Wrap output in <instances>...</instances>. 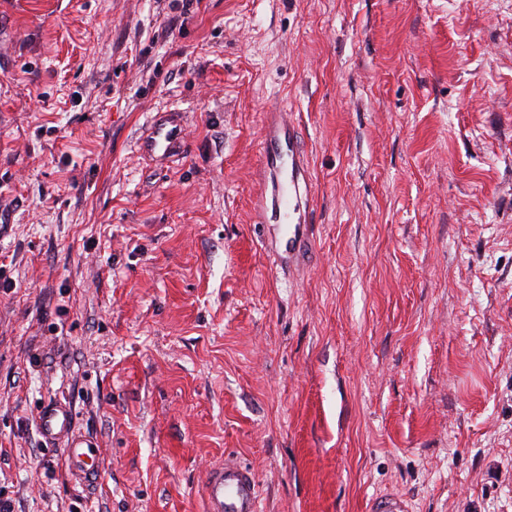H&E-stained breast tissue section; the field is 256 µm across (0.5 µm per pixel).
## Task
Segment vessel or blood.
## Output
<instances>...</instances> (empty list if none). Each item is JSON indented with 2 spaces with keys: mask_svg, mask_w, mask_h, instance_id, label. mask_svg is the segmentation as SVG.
<instances>
[{
  "mask_svg": "<svg viewBox=\"0 0 512 512\" xmlns=\"http://www.w3.org/2000/svg\"><path fill=\"white\" fill-rule=\"evenodd\" d=\"M185 148L184 115L175 110L154 113L137 142L140 157L151 161L182 155ZM257 166L254 208L259 221L287 225V235L278 238L274 249L296 258L309 238L311 183L298 132L286 113L274 108L263 127ZM75 422L72 408L55 401L40 406L35 417L46 441L65 440L71 475L89 487L101 476L103 450L96 439L76 434ZM203 494L206 512H259L254 473L230 459L209 471ZM370 512H408V503L398 493L381 495L372 500Z\"/></svg>",
  "mask_w": 512,
  "mask_h": 512,
  "instance_id": "1",
  "label": "vessel or blood"
}]
</instances>
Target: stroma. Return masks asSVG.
Returning <instances> with one entry per match:
<instances>
[{
  "label": "stroma",
  "instance_id": "stroma-1",
  "mask_svg": "<svg viewBox=\"0 0 512 512\" xmlns=\"http://www.w3.org/2000/svg\"><path fill=\"white\" fill-rule=\"evenodd\" d=\"M273 104L300 273L252 205ZM0 279L14 512H205L227 456L260 512H512V0H0ZM58 399L92 488L36 430ZM184 112H155L137 142L141 158L162 161L182 155L186 148ZM76 415L70 406L49 401L40 406L35 424L48 442L66 438L68 468L85 486H93L101 476L103 450L94 438L75 433ZM370 512H408V503L404 495L393 493L375 497Z\"/></svg>",
  "mask_w": 512,
  "mask_h": 512
}]
</instances>
